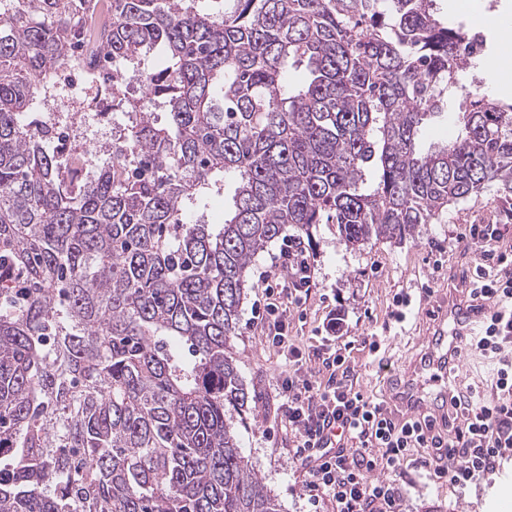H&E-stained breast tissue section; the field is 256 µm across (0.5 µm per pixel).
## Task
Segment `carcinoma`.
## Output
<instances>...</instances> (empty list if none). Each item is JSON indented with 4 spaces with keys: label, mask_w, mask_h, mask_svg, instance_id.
Masks as SVG:
<instances>
[{
    "label": "carcinoma",
    "mask_w": 512,
    "mask_h": 512,
    "mask_svg": "<svg viewBox=\"0 0 512 512\" xmlns=\"http://www.w3.org/2000/svg\"><path fill=\"white\" fill-rule=\"evenodd\" d=\"M92 1L116 85L167 120L106 86L134 124L90 177L30 127L39 77L86 63ZM436 2L0 0V512H283L233 419L255 257L323 222L399 244L512 197V100L464 88L475 57ZM455 99V140L422 149Z\"/></svg>",
    "instance_id": "carcinoma-1"
}]
</instances>
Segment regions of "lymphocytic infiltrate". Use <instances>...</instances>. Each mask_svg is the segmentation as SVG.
I'll return each mask as SVG.
<instances>
[{
	"instance_id": "f902f5d3",
	"label": "lymphocytic infiltrate",
	"mask_w": 512,
	"mask_h": 512,
	"mask_svg": "<svg viewBox=\"0 0 512 512\" xmlns=\"http://www.w3.org/2000/svg\"><path fill=\"white\" fill-rule=\"evenodd\" d=\"M465 237L488 245L467 297L488 303L491 311L461 346L489 361L492 373L470 383L449 365L447 408L439 420L392 410L362 392L349 354L336 346L343 314L329 312L316 343L289 335V306L306 303L315 287L310 254L302 241H289L291 274L267 288L262 318L267 345L285 360L280 410L288 420L292 461L308 476L312 507L326 501L333 512H403L405 492L392 475L417 448L428 451L416 462L424 478L459 494L477 488L512 457V243L495 224L470 225ZM312 362L318 374L304 372Z\"/></svg>"
}]
</instances>
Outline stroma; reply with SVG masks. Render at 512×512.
I'll list each match as a JSON object with an SVG mask.
<instances>
[{
	"mask_svg": "<svg viewBox=\"0 0 512 512\" xmlns=\"http://www.w3.org/2000/svg\"><path fill=\"white\" fill-rule=\"evenodd\" d=\"M440 6L449 25L480 32L488 57L501 55V21L512 19V0H441ZM471 224L505 225V238L512 241V199L498 198L492 190L483 192L450 206L443 221L422 225L413 238L399 245L381 241L352 249L340 240L335 225H317L309 248L319 291L305 307L290 306L289 334L308 338L326 318L329 305L344 309L348 318L343 341L356 360L360 388L370 398H386L390 380L378 372L377 362H391L398 372L426 349L427 309L447 302L454 275L470 269L485 248L481 242L461 241ZM286 244L283 238L272 242L250 270L253 287L231 345L251 402L235 427L244 455L284 512H307L308 491L288 454V421L278 409L284 358L266 345L263 322L256 316L264 302L263 278L276 275L272 262ZM398 293L421 301L420 311H409L401 323L390 316L392 298ZM370 334L381 339L375 360L361 350L363 337ZM396 480L407 489L406 512H494L493 505L501 497L512 498V482H501L495 475L476 490L454 497L449 496L447 485L426 482L411 465L399 470Z\"/></svg>",
	"mask_w": 512,
	"mask_h": 512,
	"instance_id": "35a3bbf8",
	"label": "stroma"
}]
</instances>
